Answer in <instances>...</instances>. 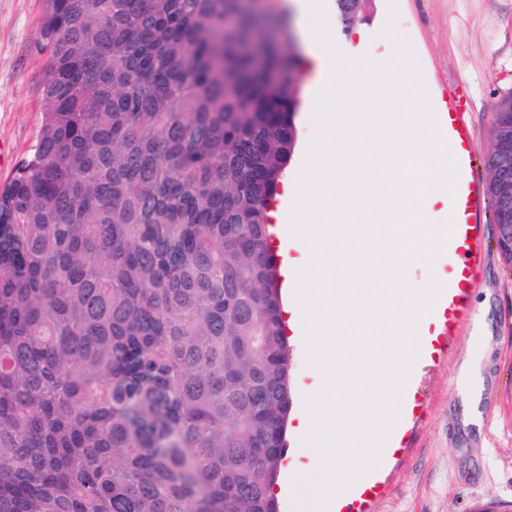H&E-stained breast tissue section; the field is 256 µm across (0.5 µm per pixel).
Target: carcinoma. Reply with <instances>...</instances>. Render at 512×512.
<instances>
[{
  "label": "carcinoma",
  "mask_w": 512,
  "mask_h": 512,
  "mask_svg": "<svg viewBox=\"0 0 512 512\" xmlns=\"http://www.w3.org/2000/svg\"><path fill=\"white\" fill-rule=\"evenodd\" d=\"M347 31L366 19L335 0ZM252 0H44V118L0 187V512H279L272 207L301 107ZM487 192L501 256L512 92Z\"/></svg>",
  "instance_id": "1"
}]
</instances>
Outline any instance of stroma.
<instances>
[{"instance_id":"35a3bbf8","label":"stroma","mask_w":512,"mask_h":512,"mask_svg":"<svg viewBox=\"0 0 512 512\" xmlns=\"http://www.w3.org/2000/svg\"><path fill=\"white\" fill-rule=\"evenodd\" d=\"M42 0H0V186L14 175L42 122L49 61L39 49ZM367 50L396 61V30L413 47L420 78L442 94L473 90L478 149L491 147L496 98L512 91V0H373ZM469 320L436 361H418L409 383L425 407L404 426V446L379 470L365 512H468L478 501L512 504V267L488 228Z\"/></svg>"}]
</instances>
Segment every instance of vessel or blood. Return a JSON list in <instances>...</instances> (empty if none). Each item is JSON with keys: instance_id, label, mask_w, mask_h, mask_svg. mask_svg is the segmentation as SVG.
I'll use <instances>...</instances> for the list:
<instances>
[{"instance_id": "obj_1", "label": "vessel or blood", "mask_w": 512, "mask_h": 512, "mask_svg": "<svg viewBox=\"0 0 512 512\" xmlns=\"http://www.w3.org/2000/svg\"><path fill=\"white\" fill-rule=\"evenodd\" d=\"M470 107V86L456 84L449 88L436 114L440 139L447 146L443 157L454 162L455 171L448 224L433 230L434 239L448 256L436 284L434 322L426 333V355L433 360L443 351L447 338L455 336L471 318L469 296L482 268L486 197Z\"/></svg>"}]
</instances>
